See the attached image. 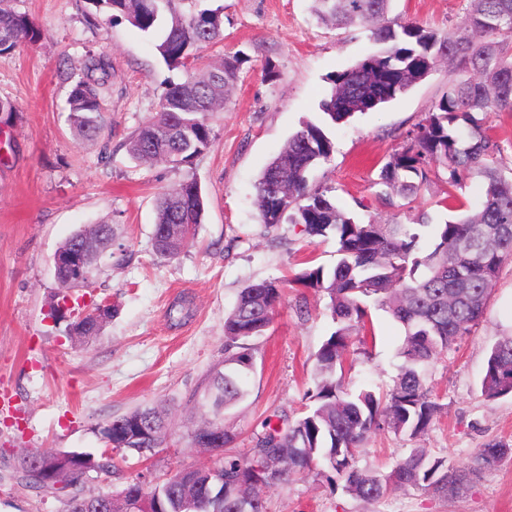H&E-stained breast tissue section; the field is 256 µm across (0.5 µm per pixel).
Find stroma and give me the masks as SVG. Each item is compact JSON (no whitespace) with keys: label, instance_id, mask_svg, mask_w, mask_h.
<instances>
[{"label":"stroma","instance_id":"35a3bbf8","mask_svg":"<svg viewBox=\"0 0 512 512\" xmlns=\"http://www.w3.org/2000/svg\"><path fill=\"white\" fill-rule=\"evenodd\" d=\"M224 8V39L204 48L203 63L243 53L240 78L223 111L210 119L214 141L191 163L139 165L124 140L155 111L170 81L152 36L128 22L109 21L90 0H16L41 37L0 54V512H66V500L29 487L19 462L34 448L101 455L102 428L146 405L171 418L166 447L116 459L113 475L92 471L84 494L120 491L128 482L151 487L181 469L223 464L225 455H250L265 421L301 416L314 389V354L335 329L326 295L286 289L264 335L254 339L255 365L244 400L225 418L235 434L226 450L192 447L203 420L201 394L224 359V319L241 288L292 276L303 263L333 267L336 245L309 240L295 224L273 231L260 224L255 184L268 162L303 122L323 126L335 149L312 173L348 214L380 221L408 220L396 192L374 186L380 166L408 131L457 80L439 63L408 92L349 123H329L320 103L331 75L373 52L366 29L317 24L311 0H213ZM470 0H394L393 11L427 30L461 23ZM112 65L102 137L77 140L69 123L72 72L87 55ZM273 77H265L266 67ZM193 178L206 199L193 241L174 259L155 255V199ZM114 224L111 264L85 287L59 288L54 255L75 231ZM88 310L112 306L98 336L78 343L67 322L51 320L62 296ZM512 329V262H505L485 316L426 369L443 409L424 433L368 435L359 467L381 474L411 449H427L449 466L467 470L492 439L512 443V396L486 400L480 381L488 350ZM403 329L384 310L370 308L366 345L344 365L350 390L392 387ZM268 512H512V455L474 474L444 497L395 489L374 502L351 497L327 465L269 487Z\"/></svg>","mask_w":512,"mask_h":512}]
</instances>
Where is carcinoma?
<instances>
[{"instance_id": "obj_1", "label": "carcinoma", "mask_w": 512, "mask_h": 512, "mask_svg": "<svg viewBox=\"0 0 512 512\" xmlns=\"http://www.w3.org/2000/svg\"><path fill=\"white\" fill-rule=\"evenodd\" d=\"M12 0H0V53L30 45L39 37L36 24L15 11ZM198 0H94L112 19L120 17L154 37L155 48L170 69L189 70L161 95L155 112L123 143L138 162L180 166L209 149L213 142L210 115L222 108L245 59L226 56L221 63L193 70L196 52L223 38L224 7L199 8ZM312 14L339 28L362 27L381 48L354 65L330 76L331 90L320 107L335 125L348 123L357 113L377 110L395 100L446 60L465 78L448 87L435 110L407 135L381 167L378 184L396 191L412 204L429 181L432 166L447 173V184L463 188L477 178L484 186L481 204L473 212L434 224L426 212L413 223H381L348 215L328 196V188L311 182V172L330 160L331 139L311 122L295 132L269 162L256 184L258 217L270 229L283 222L301 225L310 239L332 238L336 265L307 266L293 279L253 282L241 288L224 320V364L214 369L204 391L203 405L213 418L195 429L192 444L209 447L208 440L224 425V412L247 393L254 369L252 340L263 335L290 283L328 295V309L336 329L315 353V389L306 393L309 410L286 427L267 426L249 458L227 456L218 468L224 491L214 489L209 468L182 469L149 489L127 484L150 504L151 512H241L236 490L250 482L254 465L267 462L280 483L309 472L325 462L344 481V489L362 501H377L392 487L433 494L461 489L470 472L448 466L445 460L414 448L387 474L362 470L355 456L368 434L389 430L416 436L441 413L442 405L427 384L424 369L469 334L483 318L487 301L504 261L512 260V175L499 143L489 134L492 112H512V0H470L461 26L445 32L427 31L390 16L393 0H312ZM109 62L96 56L80 64L69 97L70 123L76 137L94 138L102 130L101 114L110 77ZM205 201L194 179L159 194L153 247L165 259L179 256L203 223ZM166 224H185L178 241L159 230ZM78 239L91 241L101 252L112 253L114 230L102 223L73 233L59 247L67 252ZM386 309L404 330L398 349L401 360L393 387L382 395L372 389L357 392L345 386L336 370L344 366L365 330L367 302ZM68 335L87 338L102 325L93 316L68 324ZM487 400L512 395V335L500 337L490 348L481 379ZM140 438L123 446L125 452L160 448L167 440L165 415L153 407L135 409L119 417ZM512 445L490 441L478 449L483 468L496 464ZM27 456L46 469L59 472L51 482L22 469L29 486L56 489L63 483L67 512H89L97 501L79 489L80 478L62 472L57 453L37 449ZM265 481L251 487L249 512H267Z\"/></svg>"}]
</instances>
